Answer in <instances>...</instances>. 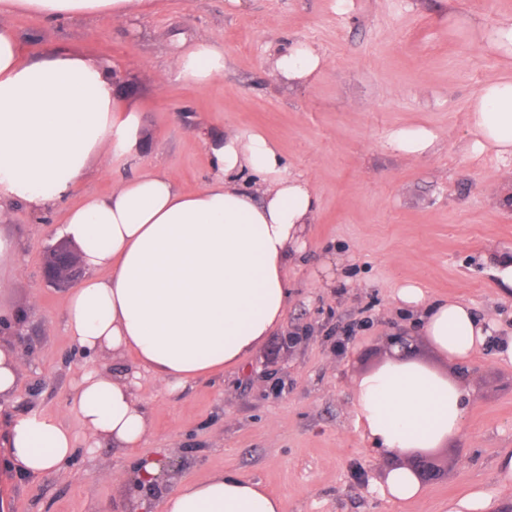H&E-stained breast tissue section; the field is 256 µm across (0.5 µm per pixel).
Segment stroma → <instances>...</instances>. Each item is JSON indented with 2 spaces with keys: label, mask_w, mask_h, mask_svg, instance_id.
Listing matches in <instances>:
<instances>
[{
  "label": "stroma",
  "mask_w": 512,
  "mask_h": 512,
  "mask_svg": "<svg viewBox=\"0 0 512 512\" xmlns=\"http://www.w3.org/2000/svg\"><path fill=\"white\" fill-rule=\"evenodd\" d=\"M512 16V0H149L143 15L48 23L22 10L0 15L19 34L22 56L60 48L111 61L120 105L141 116L137 162L93 163L87 178L46 210L9 208L20 244V272L0 288V312H24L27 364L16 392L0 399V430L15 418L56 416L75 438L71 459L31 475L0 474V512H127L138 460L179 458L170 483L233 474L284 498L287 512H448L474 488L512 512V483L498 460L512 453V365L486 348L472 360L444 361L423 336L397 290L414 282L430 299L457 297L512 332V297L500 291L482 257L512 249V207L497 198L512 184V162L467 149L468 101L511 70L478 43L452 33L462 18L492 25ZM224 48V73L192 84L171 65L182 40ZM291 41L315 47L328 65L294 84L273 69ZM436 135L430 153L409 157L389 143L402 127ZM235 130L274 142L285 172L309 180L318 210L307 247L288 273L282 328L242 364L178 390L151 374L135 393L150 419L143 448L129 451L89 436L70 403L82 373L102 366L122 377L126 355L83 358L65 328L63 290L45 285L41 260L57 229L86 195H105L137 166L157 170L192 192L213 171L206 138ZM306 334L295 351L286 331ZM412 336V357L448 371L471 392L462 434L432 449L423 498L395 503L377 488L393 467L371 448L353 407L351 381L390 356V338Z\"/></svg>",
  "instance_id": "obj_1"
}]
</instances>
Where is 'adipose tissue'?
Instances as JSON below:
<instances>
[{
  "label": "adipose tissue",
  "mask_w": 512,
  "mask_h": 512,
  "mask_svg": "<svg viewBox=\"0 0 512 512\" xmlns=\"http://www.w3.org/2000/svg\"><path fill=\"white\" fill-rule=\"evenodd\" d=\"M144 0H0V14L21 8L48 22L115 19ZM172 66L204 85L224 72V49L200 39L181 45ZM324 58L295 42L274 60L278 75L303 84ZM469 150L512 158V75L487 82L469 104ZM138 112L116 109L111 64L53 53L22 61L20 39L0 27V222L4 205L21 200L34 210L63 199L93 159L138 152ZM213 177L187 193L150 168L92 195L72 209L60 237L76 244L86 274L65 298L66 328L94 353L131 356L167 388L245 361L287 311L288 272L305 249L318 201L309 181L283 173V158L263 134L234 131L206 143ZM259 177L255 191L239 174ZM399 300L420 311L424 336L451 362L483 348L512 364V333L482 319L467 302L427 303L408 282ZM135 377L85 373L71 401L95 442L140 447L150 420L135 395ZM354 407L370 443L383 453L437 448L456 440L471 404L457 380L400 352L352 381ZM5 445L19 468L42 474L66 462L74 440L48 414L14 420ZM160 512H285L282 498L257 482L219 474L185 482L160 497Z\"/></svg>",
  "instance_id": "1"
}]
</instances>
